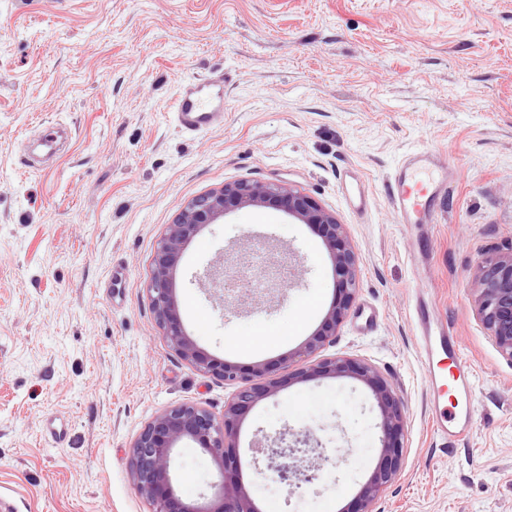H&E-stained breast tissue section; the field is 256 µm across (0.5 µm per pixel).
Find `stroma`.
Masks as SVG:
<instances>
[{"mask_svg": "<svg viewBox=\"0 0 512 512\" xmlns=\"http://www.w3.org/2000/svg\"><path fill=\"white\" fill-rule=\"evenodd\" d=\"M224 74V124L183 133L190 77ZM60 131L52 154L22 148ZM450 173L432 222L394 218L388 183L414 151ZM236 180L283 182L345 224L359 290L322 357L374 365L407 420L398 478L375 512H512V362L473 304L472 266L512 243V0H0V500L13 512H153L132 445L164 409L223 417L235 388L168 344L147 291L157 241L186 203ZM274 244L305 268L285 295L220 308L197 277L220 252ZM122 268L120 282L112 272ZM175 294L204 352L251 372L318 329L333 260L272 208L230 212L187 244ZM433 302L475 373L474 423L434 433L416 336ZM281 345L249 350L261 330ZM67 422L63 444L43 433ZM379 410L348 378L284 386L244 420L235 453L262 512H353L379 459ZM310 433L332 459L287 494L255 437ZM173 484L211 501L219 461L184 440Z\"/></svg>", "mask_w": 512, "mask_h": 512, "instance_id": "obj_1", "label": "stroma"}]
</instances>
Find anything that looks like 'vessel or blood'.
<instances>
[{
    "label": "vessel or blood",
    "mask_w": 512,
    "mask_h": 512,
    "mask_svg": "<svg viewBox=\"0 0 512 512\" xmlns=\"http://www.w3.org/2000/svg\"><path fill=\"white\" fill-rule=\"evenodd\" d=\"M223 110V76L191 79L181 88L176 100L175 121L183 132L192 134L222 122ZM447 167L446 157L418 153L398 170L391 185L393 208L398 223L412 225L423 219H431V201ZM417 325L424 373L430 389L434 429L443 439H463L470 432L471 414L447 409L441 403L435 352L441 349L452 353L458 367V391L467 397L471 396L473 390V369L463 360L461 348L447 328L437 325L434 318L424 312L419 313Z\"/></svg>",
    "instance_id": "b4317fda"
}]
</instances>
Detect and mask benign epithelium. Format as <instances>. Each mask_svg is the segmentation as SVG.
I'll return each instance as SVG.
<instances>
[{"label":"benign epithelium","mask_w":512,"mask_h":512,"mask_svg":"<svg viewBox=\"0 0 512 512\" xmlns=\"http://www.w3.org/2000/svg\"><path fill=\"white\" fill-rule=\"evenodd\" d=\"M273 206L303 224L312 225L332 256L338 292L320 328L303 346L286 356L281 365L288 368L297 360L309 364L288 373L290 380L309 377L350 376L368 386L380 412L383 453L356 502V512H374L373 505L397 478L401 468V448L405 439V416L392 387L371 364L357 359L334 356L315 361L316 353L331 342L354 299L360 272V258L351 244L344 225L313 198L282 183L238 180L218 190L192 199L166 230L155 249L150 282V299L156 321L172 349L196 370L237 383V390L224 405V417L216 419L195 404H182L161 411L138 435L132 446L131 471L141 495L153 505V512H260L253 506L246 489L235 481H222L218 499L204 505H187L175 493L171 479L172 454L176 445L189 439L223 459L224 449L236 447L238 426L262 400L280 391L281 379L264 364L253 366L251 375L239 367L202 352L186 333L175 298L174 272L187 243L208 224H215L231 210ZM272 263L263 270L264 292L277 295L291 282L302 279L303 270L295 267L276 248H269ZM249 266L247 255L230 258L222 254L199 277L201 287L209 290L225 305L244 306L248 295L233 292L229 276ZM288 270L283 277L282 270ZM477 314L490 332L501 355L512 361V246L498 250L472 268ZM264 379L262 383L252 378ZM260 454L265 471L274 475L292 493L319 479L322 463L329 456L314 453L308 437L288 441L286 434L264 436Z\"/></svg>","instance_id":"7a95c632"}]
</instances>
